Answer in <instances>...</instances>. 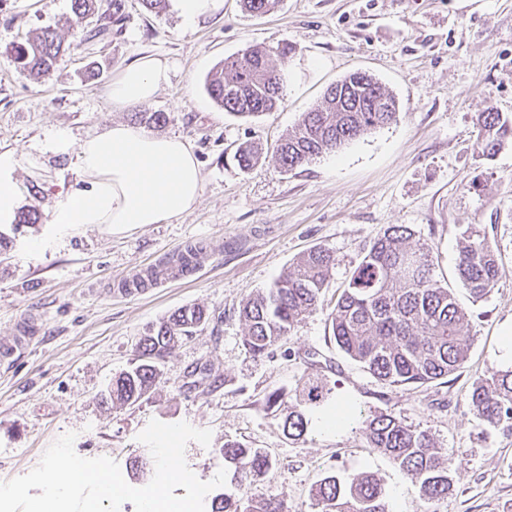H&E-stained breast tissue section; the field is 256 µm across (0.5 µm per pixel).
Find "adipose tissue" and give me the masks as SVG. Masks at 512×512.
Segmentation results:
<instances>
[{"label":"adipose tissue","mask_w":512,"mask_h":512,"mask_svg":"<svg viewBox=\"0 0 512 512\" xmlns=\"http://www.w3.org/2000/svg\"><path fill=\"white\" fill-rule=\"evenodd\" d=\"M170 71L166 59L140 55L120 70L107 97L118 109L150 103L168 85ZM46 149L76 156L78 184L59 193L50 218L54 224H109L116 230L160 224L193 209L202 193L201 164L192 144L177 135L115 123L75 146L52 137ZM20 164L16 152L0 151L1 224L11 223L19 206L12 174Z\"/></svg>","instance_id":"obj_1"}]
</instances>
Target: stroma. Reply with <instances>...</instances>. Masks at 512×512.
Wrapping results in <instances>:
<instances>
[{
  "label": "stroma",
  "instance_id": "1",
  "mask_svg": "<svg viewBox=\"0 0 512 512\" xmlns=\"http://www.w3.org/2000/svg\"><path fill=\"white\" fill-rule=\"evenodd\" d=\"M120 30L88 42L97 15H73L71 0H0V146L23 162L13 178L20 232L0 225L10 243L0 253V343L30 314L35 339L13 362H0V482L34 469L62 435L75 433L84 458L107 456L122 475L140 458L138 439L151 420L187 422L212 432L210 447L189 442L185 459L203 481L224 461V442L262 448L272 466L258 492L288 512H316L310 490L324 476L380 479L389 512H512V434L477 419L467 405L475 379L512 368L500 348L512 323V142L490 159L475 149V116L495 107L512 122V0H279L252 16L238 0L185 29L171 8L147 12L123 0ZM57 28L66 50L51 75L37 79L9 55L11 47ZM292 45L283 64L284 100L273 112L242 119L207 95V75L252 45ZM167 58L169 85L146 104L167 119L149 126L178 135L202 165V195L190 212L161 224H54L55 194L74 185L75 158L44 146L55 133L71 143L115 123L134 124L133 110L113 109L106 90L141 52ZM362 70L398 100L396 122L292 171L275 161L278 140L315 108L326 88ZM246 141L265 158L241 168ZM391 224H408L433 248L435 277L454 288L474 338L469 358L444 383L390 388L337 347L329 314L358 267L363 247ZM476 228L502 265L497 285L472 302L456 277L461 234ZM202 247L196 273L182 277L177 254ZM314 247L335 264L324 305L272 354L254 358L243 345V299L268 287ZM166 267L136 296L125 282L143 268ZM185 306L208 321L163 365L153 389L132 405L107 407L99 393L127 369L145 327ZM322 377L329 395L306 407L305 435L288 438L282 414L266 409L270 393L293 405L305 374ZM354 419L323 425L336 406ZM386 413L427 432L442 448L455 483L448 498L427 502L394 462L369 448L361 419Z\"/></svg>",
  "mask_w": 512,
  "mask_h": 512
}]
</instances>
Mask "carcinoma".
<instances>
[{"label": "carcinoma", "mask_w": 512, "mask_h": 512, "mask_svg": "<svg viewBox=\"0 0 512 512\" xmlns=\"http://www.w3.org/2000/svg\"><path fill=\"white\" fill-rule=\"evenodd\" d=\"M277 0H241L253 14H265ZM72 0L76 14L102 10V24L95 31L103 36L123 20L122 0ZM63 48L55 30L47 28L35 40L14 46L10 55L23 69L37 76L53 71ZM293 47L274 52L252 46L241 56L224 60V66L207 76L210 98L224 111L242 118L257 117L276 109L283 99L284 73L275 55L284 56ZM399 104L372 75L355 71L326 89L316 109L305 112L294 130L275 151L284 171H292L332 153L365 133L397 120ZM481 138L477 150L489 158L508 140L512 124L495 108L476 115ZM238 163L249 169L263 158L262 148L241 144ZM335 258L331 251L316 247L305 253L267 288L248 295L240 309L246 333L244 346L253 357L273 353L294 327L321 303ZM430 246L415 239L405 224H391L363 249V258L348 286L330 313L333 338L339 349L382 383L389 386L424 385L455 373L466 361L474 337L465 326L467 312L452 289L435 279ZM496 251L477 232L462 233L457 276L473 301L484 298L499 278ZM207 321L200 307L181 308L140 337L135 362L112 377L101 392V403L133 405L156 385L165 360L193 330ZM310 403H320L328 392L309 377L302 389ZM469 407L481 421L512 433V371H491L477 379L468 398ZM368 446L398 464L418 486L426 501L443 499L453 488L454 478L435 440L388 414L363 420ZM282 426L288 437L300 438L307 430L305 415L290 410ZM233 470L238 488L250 487L272 466L261 448H245L227 441L216 449ZM317 512H388L384 491L372 475L343 482L325 476L311 490ZM211 512H286L283 501L260 494L236 495L220 492L211 497Z\"/></svg>", "instance_id": "carcinoma-1"}]
</instances>
